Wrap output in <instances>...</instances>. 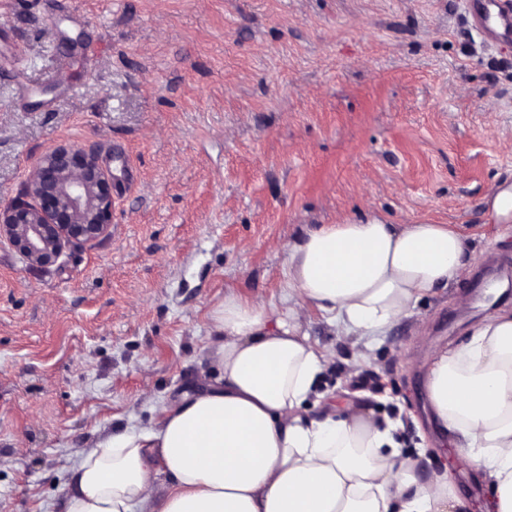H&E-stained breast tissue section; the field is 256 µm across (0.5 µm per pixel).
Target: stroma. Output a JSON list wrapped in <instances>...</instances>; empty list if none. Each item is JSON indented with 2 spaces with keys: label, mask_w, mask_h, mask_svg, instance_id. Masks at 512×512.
<instances>
[{
  "label": "stroma",
  "mask_w": 512,
  "mask_h": 512,
  "mask_svg": "<svg viewBox=\"0 0 512 512\" xmlns=\"http://www.w3.org/2000/svg\"><path fill=\"white\" fill-rule=\"evenodd\" d=\"M0 26L26 47L0 56V197L60 144L129 166L106 239L30 269L0 238V512H60V458L191 390L226 294L277 302L289 244L366 213L453 225L471 260L363 344L310 312L336 360L303 413L399 422L420 477L448 474L483 512L425 371L512 310L470 287L492 264L512 282V229L482 204L512 179V30L487 45L466 0H16Z\"/></svg>",
  "instance_id": "35a3bbf8"
}]
</instances>
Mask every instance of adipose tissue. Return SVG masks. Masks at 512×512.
<instances>
[{
  "label": "adipose tissue",
  "mask_w": 512,
  "mask_h": 512,
  "mask_svg": "<svg viewBox=\"0 0 512 512\" xmlns=\"http://www.w3.org/2000/svg\"><path fill=\"white\" fill-rule=\"evenodd\" d=\"M467 243L426 218H347L288 246L279 304L225 295L202 389L157 401L147 428L76 452L61 512H462L445 476L420 479L395 427L360 409L300 412L332 362L305 331L315 308L348 336L385 334L467 268ZM425 388L453 451L483 473L486 512H512V311L437 350ZM170 482L158 489L159 475Z\"/></svg>",
  "instance_id": "ef3b65f1"
}]
</instances>
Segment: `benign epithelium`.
I'll use <instances>...</instances> for the list:
<instances>
[{
  "label": "benign epithelium",
  "mask_w": 512,
  "mask_h": 512,
  "mask_svg": "<svg viewBox=\"0 0 512 512\" xmlns=\"http://www.w3.org/2000/svg\"><path fill=\"white\" fill-rule=\"evenodd\" d=\"M112 205L110 178L96 155L60 145L38 159L17 195L0 203V237L28 266H52L67 246L109 235Z\"/></svg>",
  "instance_id": "benign-epithelium-1"
}]
</instances>
